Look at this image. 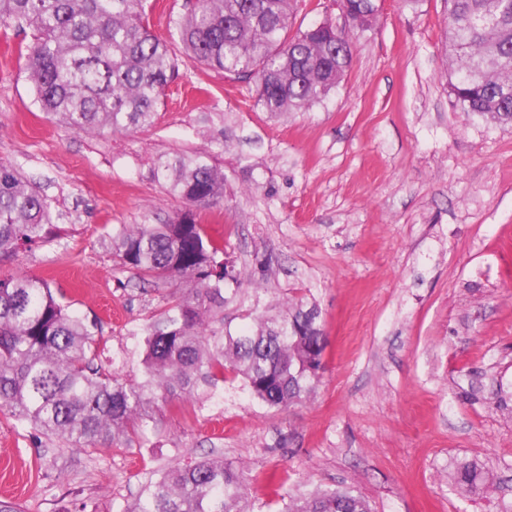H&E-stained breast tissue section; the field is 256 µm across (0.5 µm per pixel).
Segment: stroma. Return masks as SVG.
<instances>
[{
  "label": "stroma",
  "mask_w": 512,
  "mask_h": 512,
  "mask_svg": "<svg viewBox=\"0 0 512 512\" xmlns=\"http://www.w3.org/2000/svg\"><path fill=\"white\" fill-rule=\"evenodd\" d=\"M444 0H382L347 75L305 112L271 115L252 83L180 64L152 127L78 133L34 100L0 25V163L47 199L54 232L0 262L51 279L97 324L98 361L139 378L145 328L173 290L112 251L116 224H162L187 205L158 161L210 151L227 183L197 211L242 279L266 261L264 302L315 300L327 336L315 391L284 410L239 384L162 405L130 448L47 439L0 407V500L24 512H116L146 480L217 454L244 464L254 512L348 487L373 512H512V126L448 95ZM495 487L460 495L457 466Z\"/></svg>",
  "instance_id": "stroma-1"
}]
</instances>
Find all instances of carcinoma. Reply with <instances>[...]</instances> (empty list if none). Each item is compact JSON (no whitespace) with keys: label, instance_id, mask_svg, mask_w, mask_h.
<instances>
[{"label":"carcinoma","instance_id":"1","mask_svg":"<svg viewBox=\"0 0 512 512\" xmlns=\"http://www.w3.org/2000/svg\"><path fill=\"white\" fill-rule=\"evenodd\" d=\"M360 19L293 28L295 0H193L170 21L186 62L250 79L255 104L271 113L307 110L340 86L357 34L377 20L374 0H337ZM453 69L448 92L460 110L512 124V0H446ZM31 29L26 71L35 102L78 132H134L152 126L177 60L157 37L145 0H0V25ZM169 192L190 209L167 224H120L112 247L146 281L178 288L142 340V377L121 381L96 363L98 337L39 277H0V405L45 437L81 448L129 446L156 430L159 405L207 393L230 378L270 409L302 402L324 369L320 312L288 298L259 312L252 289L245 323L224 322L244 289L193 208L224 199V173L206 152L162 162ZM46 198L11 165L0 164V260L51 235ZM486 476L461 464L456 487L471 494ZM117 512H251L244 467L204 456L151 478ZM281 512H371L349 488L290 498Z\"/></svg>","mask_w":512,"mask_h":512}]
</instances>
